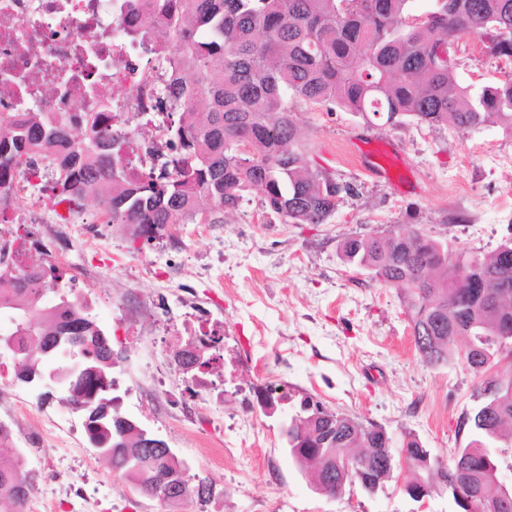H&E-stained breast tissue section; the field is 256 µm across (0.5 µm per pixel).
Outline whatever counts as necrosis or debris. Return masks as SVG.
Returning <instances> with one entry per match:
<instances>
[{
  "label": "necrosis or debris",
  "instance_id": "obj_1",
  "mask_svg": "<svg viewBox=\"0 0 512 512\" xmlns=\"http://www.w3.org/2000/svg\"><path fill=\"white\" fill-rule=\"evenodd\" d=\"M136 15L120 0H0V119L29 112L74 123L80 112H108L113 124L128 123L129 157L146 169L169 147L165 106L156 89L165 78L143 45L127 34L153 14L154 0H137ZM33 182L26 175L0 191V256L32 269L26 215L13 205Z\"/></svg>",
  "mask_w": 512,
  "mask_h": 512
}]
</instances>
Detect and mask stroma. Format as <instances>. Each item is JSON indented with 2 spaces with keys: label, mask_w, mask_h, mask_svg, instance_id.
Masks as SVG:
<instances>
[{
  "label": "stroma",
  "mask_w": 512,
  "mask_h": 512,
  "mask_svg": "<svg viewBox=\"0 0 512 512\" xmlns=\"http://www.w3.org/2000/svg\"><path fill=\"white\" fill-rule=\"evenodd\" d=\"M459 78L480 86L512 78V60L459 40ZM313 167L353 187L323 224H289L252 189L220 224H181L154 239L42 202L33 230L65 254L56 293L88 279L93 315L120 367L123 414L163 439L191 472L207 477L209 501L162 506L115 474L88 440L66 454L44 447L29 472L40 493L71 512H456L448 494L418 507L402 471L369 493L315 491L288 457L282 425L300 398L382 426L393 441L416 436L452 465L471 439L481 375L458 355L439 365L417 352L399 289L349 266L338 245L353 235L419 230L449 250L482 257L512 237V131L365 123L341 108L292 101ZM401 157L402 186L370 172L367 143ZM224 324V381L191 398L174 360L188 321ZM250 442H242V435Z\"/></svg>",
  "instance_id": "obj_1"
}]
</instances>
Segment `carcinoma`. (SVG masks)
<instances>
[{
  "label": "carcinoma",
  "mask_w": 512,
  "mask_h": 512,
  "mask_svg": "<svg viewBox=\"0 0 512 512\" xmlns=\"http://www.w3.org/2000/svg\"><path fill=\"white\" fill-rule=\"evenodd\" d=\"M413 0H156L151 24L130 30L152 55L164 60L168 80L159 97L178 124L169 125L176 151L158 156L148 173L124 162L125 143L104 113L82 116L84 134L41 112L0 130V185L26 171L37 179L34 154L48 159L53 173L52 205L85 209L89 193H100L98 209L110 224H136L137 237L151 240L169 224L196 219L224 223L244 194L258 188L264 204L289 224H322L341 194L352 188L311 166L288 100L338 106L364 121L386 124L479 127L492 119L512 129V79L478 88L463 85L458 68L435 59L432 49L449 40L477 36L500 45L497 56L512 58V0H435L425 19L410 23ZM249 141L251 156L237 146ZM209 208L202 209V202ZM343 260L374 269L375 280L403 292L420 355L441 364L462 356L482 374L485 402L472 418V439L440 473L441 487L457 512H512L496 484L499 462L492 452L512 440V375L491 371L500 362V343L488 340L512 323V239L484 258L453 254L421 231L355 235L339 246ZM29 275L0 264V281H14L15 297L0 291V308L13 323L6 335L19 350L17 380L31 383L57 336L79 344L82 367L70 377L75 396L66 399L86 414L93 447L115 472L146 496H211L207 478L181 479L179 464L161 448L143 445L130 419L114 407L111 370L120 355L86 309L59 300L42 306L47 272ZM33 311L50 321L24 327ZM460 336L473 347L457 349ZM293 462L311 471L313 484L337 494L350 482L371 492L394 466L404 470L409 497L428 486L441 469L413 435L400 444L393 463L390 436L372 424L320 406L300 410L282 430ZM356 451V468L344 467ZM34 492L29 471L0 465V512H26Z\"/></svg>",
  "instance_id": "cac0c4a2"
}]
</instances>
